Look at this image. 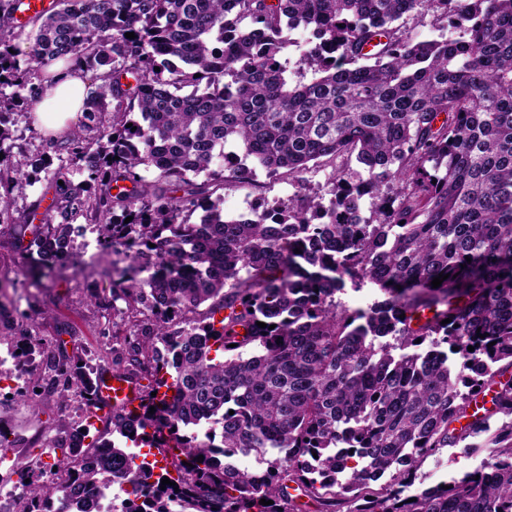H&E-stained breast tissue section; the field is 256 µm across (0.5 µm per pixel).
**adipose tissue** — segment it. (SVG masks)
I'll use <instances>...</instances> for the list:
<instances>
[{"instance_id":"obj_1","label":"adipose tissue","mask_w":512,"mask_h":512,"mask_svg":"<svg viewBox=\"0 0 512 512\" xmlns=\"http://www.w3.org/2000/svg\"><path fill=\"white\" fill-rule=\"evenodd\" d=\"M90 87L79 71L61 74L59 82L46 89L31 107L35 124L49 133L70 129L83 111Z\"/></svg>"}]
</instances>
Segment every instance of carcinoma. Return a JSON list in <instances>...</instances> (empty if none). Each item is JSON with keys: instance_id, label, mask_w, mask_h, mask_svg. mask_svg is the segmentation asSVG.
Listing matches in <instances>:
<instances>
[{"instance_id": "carcinoma-1", "label": "carcinoma", "mask_w": 512, "mask_h": 512, "mask_svg": "<svg viewBox=\"0 0 512 512\" xmlns=\"http://www.w3.org/2000/svg\"><path fill=\"white\" fill-rule=\"evenodd\" d=\"M15 11L0 0V248L37 255L43 292L94 228L112 257L94 297L112 360L67 351L69 324L45 339L0 304V344L27 367L17 401L77 412L13 469L10 512H98L82 487L103 480L131 487L120 512H512V0ZM412 13L457 34L417 41ZM299 28L291 82L283 32ZM59 60L95 89L80 126L32 148L15 127ZM353 153L364 172L339 168L324 191L301 181L264 214L221 208L229 182ZM42 172L54 193L34 224L40 203L18 198ZM366 282L384 299L336 300ZM110 371L143 395L104 418ZM106 432L161 460L135 462ZM444 448L486 456L415 487ZM250 455L260 468L240 469Z\"/></svg>"}]
</instances>
